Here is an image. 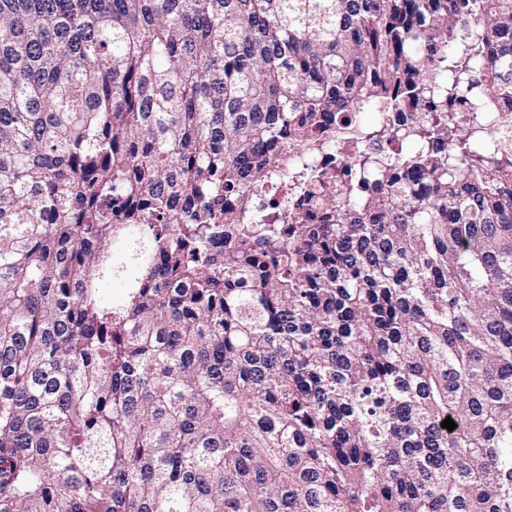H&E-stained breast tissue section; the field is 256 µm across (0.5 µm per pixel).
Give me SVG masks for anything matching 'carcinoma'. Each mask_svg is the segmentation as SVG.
<instances>
[{
	"instance_id": "obj_1",
	"label": "carcinoma",
	"mask_w": 512,
	"mask_h": 512,
	"mask_svg": "<svg viewBox=\"0 0 512 512\" xmlns=\"http://www.w3.org/2000/svg\"><path fill=\"white\" fill-rule=\"evenodd\" d=\"M490 112L512 0H0V512H512Z\"/></svg>"
}]
</instances>
